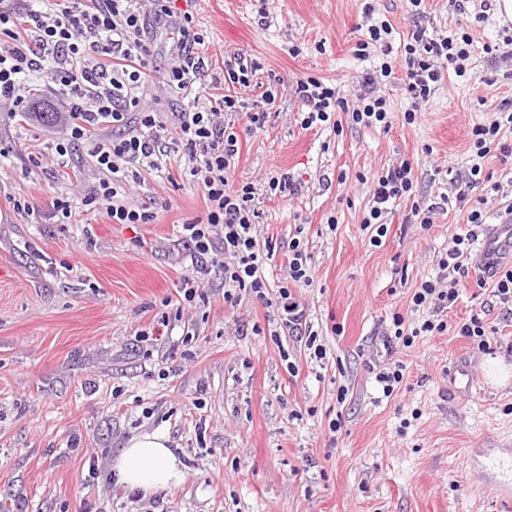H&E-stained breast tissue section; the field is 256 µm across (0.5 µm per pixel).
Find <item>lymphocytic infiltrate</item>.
Returning a JSON list of instances; mask_svg holds the SVG:
<instances>
[{
    "label": "lymphocytic infiltrate",
    "mask_w": 512,
    "mask_h": 512,
    "mask_svg": "<svg viewBox=\"0 0 512 512\" xmlns=\"http://www.w3.org/2000/svg\"><path fill=\"white\" fill-rule=\"evenodd\" d=\"M177 0H42L41 7L28 0H0V105L20 110L25 101L23 76L39 74L51 90L45 105L62 128L56 139L55 159L67 167L76 145L88 148L103 177L87 187L82 203L102 212L115 224H150L157 214L147 204L130 206L125 197L130 174L135 169L163 171L171 154L182 156V171L195 183L206 201L204 214L182 225V242L194 256H223L222 286L225 305L236 306L243 295H251L275 306L277 326L296 341L311 337L312 327L305 307L292 288L310 284L307 256L300 240L288 245L285 263L276 275L267 265L277 246L273 241L258 243L253 183L231 185L228 173L240 157L243 136L264 128L275 101L272 92L262 95L261 106L246 110L233 96L214 97L202 77L205 36L199 32L190 13L179 12ZM167 27L171 34V62L163 85L186 105L162 121L157 113L143 108L147 72L153 64L151 33ZM469 34L454 38L433 36L418 26L404 46L406 90L415 100L428 99L441 81L446 67L456 76L467 73L466 61L474 53ZM388 66L365 74L355 99L341 96L321 80L297 81L294 94L307 110L304 128L328 122L332 114H349L352 122L366 127L390 126L386 99L380 85L389 77ZM501 119L473 129L477 158L463 189L454 196L459 210L466 213V224L452 236L448 252L440 261L435 278L416 286L411 297L413 311L428 310L420 322L392 317V326L383 334V344L393 350L412 347L415 339L443 332L442 315L459 299L468 278L477 288H491L501 303H512V265L498 250H487L474 259V244L486 232L490 217L487 196H473L482 182V158L498 151L500 158L512 157V142L503 141V124H512V104L501 105ZM104 126L117 128V135L98 139ZM414 180L409 161L388 166L372 180L371 206L363 218L365 227L384 236L386 225L400 202L411 201L408 224H429L435 205L413 203ZM478 275H471V268Z\"/></svg>",
    "instance_id": "f902f5d3"
}]
</instances>
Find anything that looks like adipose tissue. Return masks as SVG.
Wrapping results in <instances>:
<instances>
[{"label":"adipose tissue","mask_w":512,"mask_h":512,"mask_svg":"<svg viewBox=\"0 0 512 512\" xmlns=\"http://www.w3.org/2000/svg\"><path fill=\"white\" fill-rule=\"evenodd\" d=\"M120 484L152 494L178 484L181 463L169 447L165 433L153 431L131 437L114 463Z\"/></svg>","instance_id":"ef3b65f1"}]
</instances>
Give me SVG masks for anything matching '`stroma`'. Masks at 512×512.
Returning a JSON list of instances; mask_svg holds the SVG:
<instances>
[{
    "mask_svg": "<svg viewBox=\"0 0 512 512\" xmlns=\"http://www.w3.org/2000/svg\"><path fill=\"white\" fill-rule=\"evenodd\" d=\"M369 4L393 27L392 50L364 58ZM480 4L426 0L418 23L497 43L498 11ZM188 8L209 41V74L223 76L237 54L259 65L249 86L227 82L220 93L248 106L265 91L276 96L275 118L243 138L229 180L255 184L259 240L301 239L313 283L294 292L326 355L267 333L275 311L255 297L228 307L215 290L208 304L184 306L171 335H158L166 303H179L196 273L178 241L182 222L205 211L202 193L178 167L142 170L128 201L153 202L157 220L110 223L80 203L102 176L86 146L57 167L54 127L0 114V142L11 147L0 159V512H512L464 463L469 448H512V310L471 286L444 332L393 354L382 344L393 314H409L415 286L438 273L465 213L445 204L427 227L394 217L377 245L362 225L371 178L393 162L411 163L415 199L427 205L444 190L436 170L467 174L473 127L512 100V59L494 65L475 53L468 76L446 75L416 105L405 89L404 45L416 23L405 0H190ZM170 46L158 31L145 100L163 115L172 109L162 87ZM384 63L391 128L354 125L341 112V132L329 122L303 128L297 80L323 79L349 95ZM282 173L299 194L265 195ZM62 196L72 201L66 224L49 217ZM17 200L34 214L15 212ZM477 310L493 328L484 351L455 331ZM239 323L261 332L237 335ZM187 332L188 355L172 351ZM393 358L407 371L386 398L375 371ZM458 361L473 376L463 392L448 388ZM496 361L505 383L487 376ZM156 430L182 463V483L147 497L117 486L121 448Z\"/></svg>",
    "mask_w": 512,
    "mask_h": 512,
    "instance_id": "1",
    "label": "stroma"
}]
</instances>
